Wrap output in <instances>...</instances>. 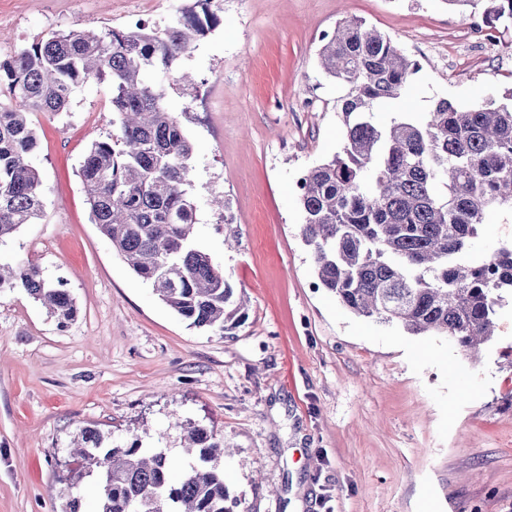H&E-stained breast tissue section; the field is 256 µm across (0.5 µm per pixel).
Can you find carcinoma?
Returning <instances> with one entry per match:
<instances>
[{"label": "carcinoma", "instance_id": "obj_1", "mask_svg": "<svg viewBox=\"0 0 512 512\" xmlns=\"http://www.w3.org/2000/svg\"><path fill=\"white\" fill-rule=\"evenodd\" d=\"M184 12L159 28L138 23L104 35L53 33L0 61V241L43 209L32 112L67 111L73 87L112 88L116 133L92 144L80 168L93 223L158 298L196 328L224 331L242 309L235 288L194 240V147L167 110V89L148 80L172 66L219 23ZM483 4V23L512 37V0H448L461 13ZM320 67L347 89L340 151L307 169L297 192L302 235L319 284L342 309L407 333L446 336L475 349L497 335L499 310L512 297V239L489 250L476 242L497 209H512V88L504 102L460 108L447 99L418 119L386 123L375 112L406 97L419 71L392 40L361 20L322 36ZM28 294L64 324L75 303L36 264H0V289ZM191 462L136 438L121 446L100 429L81 428L64 476L62 512H80L73 491L87 477L101 488L95 512H237L224 481V439L214 426L181 425Z\"/></svg>", "mask_w": 512, "mask_h": 512}]
</instances>
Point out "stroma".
<instances>
[{
	"label": "stroma",
	"mask_w": 512,
	"mask_h": 512,
	"mask_svg": "<svg viewBox=\"0 0 512 512\" xmlns=\"http://www.w3.org/2000/svg\"><path fill=\"white\" fill-rule=\"evenodd\" d=\"M195 0H0V56L52 32H102L142 11L163 26ZM219 23L184 55L194 82L167 108L195 148V237L247 301L219 332L190 326L93 224L79 176L111 134L112 92L73 88L35 112L43 212L0 259L61 279L77 315L59 326L0 291V512H60L77 429L149 433L185 458L180 422L215 426L240 512H512V302L478 353L343 310L319 287L301 235L296 173L339 151L345 90L318 65L323 33L359 19L416 60L399 107L468 108L512 87V48H482L446 0H212ZM221 200L214 211L212 200Z\"/></svg>",
	"instance_id": "1"
}]
</instances>
